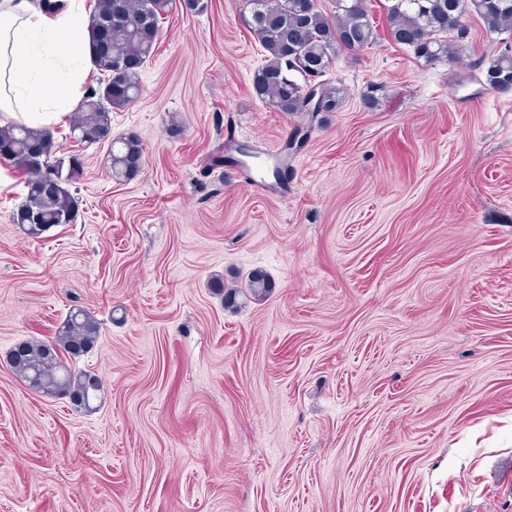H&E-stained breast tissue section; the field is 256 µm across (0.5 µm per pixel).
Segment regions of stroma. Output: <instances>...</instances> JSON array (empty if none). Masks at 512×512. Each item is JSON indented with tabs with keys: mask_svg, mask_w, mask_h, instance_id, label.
<instances>
[{
	"mask_svg": "<svg viewBox=\"0 0 512 512\" xmlns=\"http://www.w3.org/2000/svg\"><path fill=\"white\" fill-rule=\"evenodd\" d=\"M206 3L173 0L112 115L135 178L65 114L77 217L31 238L0 158V512H512V90L482 25L449 62L342 51L317 121L257 97L245 0ZM272 152L256 193L240 162ZM78 309L88 411L7 362Z\"/></svg>",
	"mask_w": 512,
	"mask_h": 512,
	"instance_id": "obj_1",
	"label": "stroma"
}]
</instances>
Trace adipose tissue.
<instances>
[{
	"instance_id": "adipose-tissue-1",
	"label": "adipose tissue",
	"mask_w": 512,
	"mask_h": 512,
	"mask_svg": "<svg viewBox=\"0 0 512 512\" xmlns=\"http://www.w3.org/2000/svg\"><path fill=\"white\" fill-rule=\"evenodd\" d=\"M81 0H0V112L46 129L83 93Z\"/></svg>"
}]
</instances>
